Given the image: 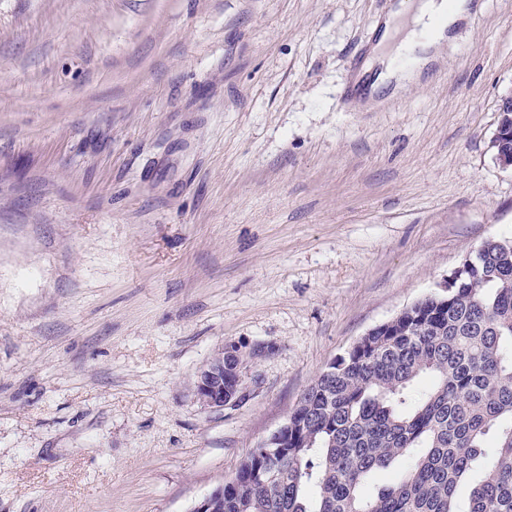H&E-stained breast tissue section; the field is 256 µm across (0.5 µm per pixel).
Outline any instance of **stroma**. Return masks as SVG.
I'll return each instance as SVG.
<instances>
[{"instance_id": "1", "label": "stroma", "mask_w": 512, "mask_h": 512, "mask_svg": "<svg viewBox=\"0 0 512 512\" xmlns=\"http://www.w3.org/2000/svg\"><path fill=\"white\" fill-rule=\"evenodd\" d=\"M385 0H0V512H190L512 238V0L343 106ZM246 353L243 394L198 371ZM241 346L229 344L203 368L196 382V394L200 402L209 408H221L231 401L237 399L242 391L244 378L241 369L243 368L245 358L229 359L236 367L225 373L224 352L227 354L239 356ZM237 366H240L237 367Z\"/></svg>"}]
</instances>
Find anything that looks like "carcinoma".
Masks as SVG:
<instances>
[{"label": "carcinoma", "instance_id": "carcinoma-1", "mask_svg": "<svg viewBox=\"0 0 512 512\" xmlns=\"http://www.w3.org/2000/svg\"><path fill=\"white\" fill-rule=\"evenodd\" d=\"M473 258L448 293L320 373L288 417V447L244 461L212 512H512V239L490 238ZM488 455L460 508L459 487ZM404 461L398 479L365 491Z\"/></svg>", "mask_w": 512, "mask_h": 512}]
</instances>
